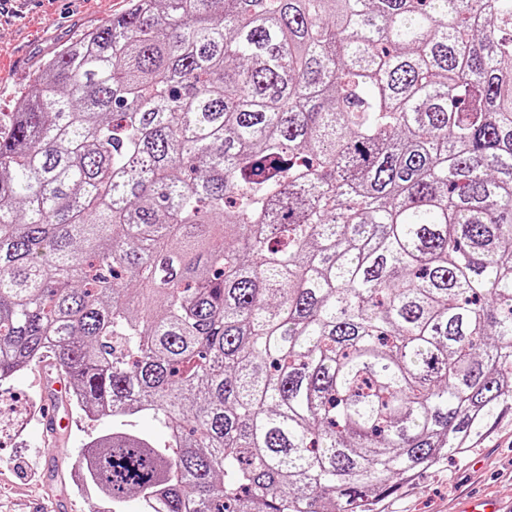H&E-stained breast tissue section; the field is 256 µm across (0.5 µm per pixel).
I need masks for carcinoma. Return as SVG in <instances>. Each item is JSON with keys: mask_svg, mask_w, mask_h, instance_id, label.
Instances as JSON below:
<instances>
[{"mask_svg": "<svg viewBox=\"0 0 512 512\" xmlns=\"http://www.w3.org/2000/svg\"><path fill=\"white\" fill-rule=\"evenodd\" d=\"M47 357L139 512H374L468 451L512 399V0H129L62 48L0 124V381Z\"/></svg>", "mask_w": 512, "mask_h": 512, "instance_id": "cac0c4a2", "label": "carcinoma"}]
</instances>
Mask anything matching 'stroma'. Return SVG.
Here are the masks:
<instances>
[{
  "label": "stroma",
  "mask_w": 512,
  "mask_h": 512,
  "mask_svg": "<svg viewBox=\"0 0 512 512\" xmlns=\"http://www.w3.org/2000/svg\"><path fill=\"white\" fill-rule=\"evenodd\" d=\"M128 0H0V113L9 114L32 74L65 45L122 13ZM37 364L0 382V512H32L54 496L58 512H137L138 500L115 505L84 485L82 449L112 422H91L70 412L71 428L47 459L43 393L57 380ZM481 496L512 499V401L499 408L475 438L470 452L396 484L377 512H460Z\"/></svg>",
  "instance_id": "obj_1"
}]
</instances>
